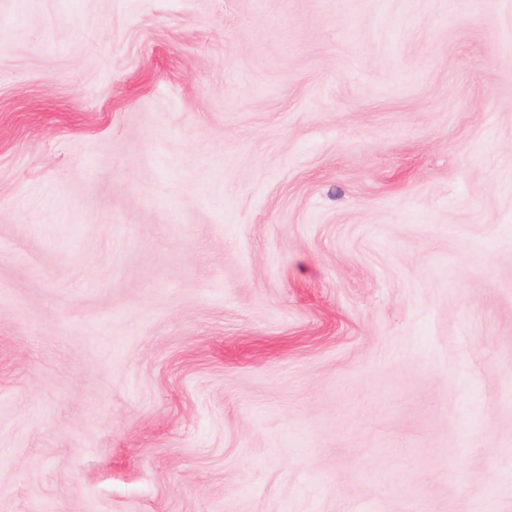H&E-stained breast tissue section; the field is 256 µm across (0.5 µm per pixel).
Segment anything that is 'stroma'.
Wrapping results in <instances>:
<instances>
[{"label":"stroma","mask_w":512,"mask_h":512,"mask_svg":"<svg viewBox=\"0 0 512 512\" xmlns=\"http://www.w3.org/2000/svg\"><path fill=\"white\" fill-rule=\"evenodd\" d=\"M512 512V0H0V512Z\"/></svg>","instance_id":"1"}]
</instances>
